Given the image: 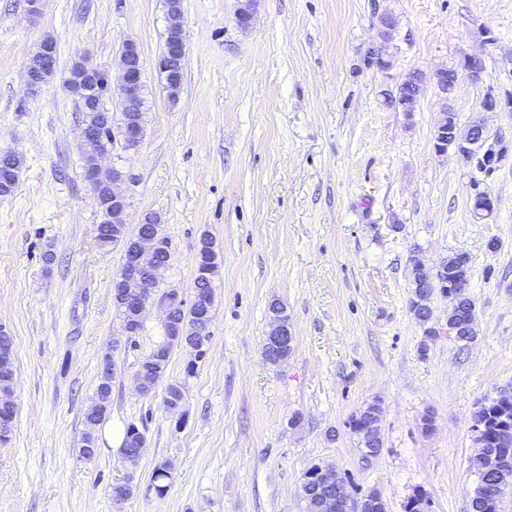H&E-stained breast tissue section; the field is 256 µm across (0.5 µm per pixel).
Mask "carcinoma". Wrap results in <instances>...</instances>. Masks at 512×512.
<instances>
[{
  "label": "carcinoma",
  "mask_w": 512,
  "mask_h": 512,
  "mask_svg": "<svg viewBox=\"0 0 512 512\" xmlns=\"http://www.w3.org/2000/svg\"><path fill=\"white\" fill-rule=\"evenodd\" d=\"M54 41L44 38L35 52L30 56L28 64L37 69L42 78L47 80L54 75L52 68ZM184 64L172 59L168 65L169 72L165 74L166 88L169 97L173 98L180 88ZM424 90L423 76L413 72L400 85L396 94L391 97L394 105L401 107L404 112L416 111L422 91ZM84 115V124L97 132V137L84 143L85 168L93 166L98 153L112 144V112L105 101L96 102L88 99L79 104ZM22 155L13 150L0 151V196L10 195L19 179L22 168ZM95 205L100 214L98 224V242L102 246L112 245V201L108 187L102 186L95 197ZM170 260V243L163 239L162 247L146 261L147 269L143 277L150 275V269L157 264ZM411 273L415 285L414 291L428 292L433 289L430 274L422 271L419 260L410 258ZM460 274L448 271V325L455 327V338L469 342L474 339L470 321L474 315V302L466 294L457 292ZM199 287L203 288L206 297L195 299L189 306L179 307L175 311L177 320L181 321V330L186 338H194L205 328L206 322L212 320L213 289L212 280L200 279ZM178 342L165 336L157 348L147 356L140 367L145 369L150 378L151 386L155 387L166 377L173 348ZM13 338L0 330V444L10 440L13 423L16 417V407L12 400L14 388V363L12 359ZM96 394L101 397L102 404L92 416H85L88 431L82 438L80 453L91 460L98 452L95 428L109 415L112 397V383H98ZM473 431L483 435L486 447L483 448L485 462L477 468V483L471 496V512H503L502 505L507 495L512 493V391L501 390L493 397H487L473 415ZM143 439L141 433L133 431L128 426L119 452L128 456L139 453ZM318 466L308 469L301 486V497L304 499L306 512H356L359 507L371 505L376 512H386V504L380 492L375 489L367 491L360 497H355L348 491L346 485L340 486L328 483L315 475Z\"/></svg>",
  "instance_id": "obj_1"
}]
</instances>
